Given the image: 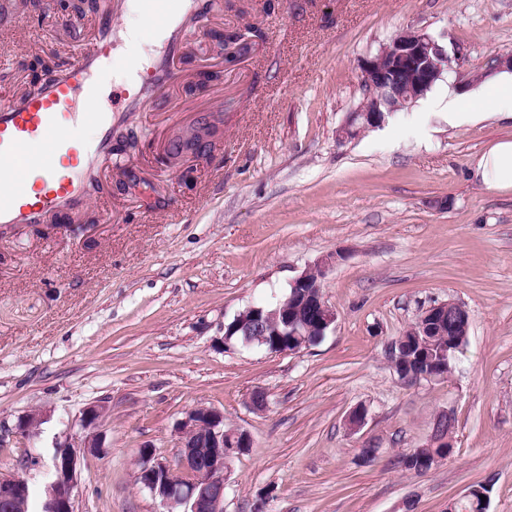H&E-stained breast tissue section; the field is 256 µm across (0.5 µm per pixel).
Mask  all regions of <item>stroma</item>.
Masks as SVG:
<instances>
[{"label": "stroma", "mask_w": 512, "mask_h": 512, "mask_svg": "<svg viewBox=\"0 0 512 512\" xmlns=\"http://www.w3.org/2000/svg\"><path fill=\"white\" fill-rule=\"evenodd\" d=\"M102 24L59 0L15 7L0 23V91H27L24 63L75 59ZM246 25L264 38L223 84L184 96L193 73L179 69L119 124L142 150L98 159L100 198L0 231V473L39 458L27 478L42 512L57 445L83 440V412L102 402L104 451L80 460L76 512H162L136 482L137 451L176 460L181 419L205 405L251 439L227 472L224 512H448L479 485L488 512H512V191L474 175L512 117L449 125L435 105L443 78L383 126L336 136L363 97L361 61L405 30L463 47L460 81L479 91L512 52V0H279L271 12L213 0L182 49L208 53L211 30ZM199 112L223 113L224 138L188 189L156 155ZM131 171L154 183L146 198L116 191ZM324 259L336 321L321 341L298 353L221 345L239 311L275 304ZM448 300L469 313L451 374L401 380L392 342ZM34 411L37 433L16 434ZM442 412L455 419L451 457L406 471ZM364 448L378 451L371 464Z\"/></svg>", "instance_id": "obj_1"}]
</instances>
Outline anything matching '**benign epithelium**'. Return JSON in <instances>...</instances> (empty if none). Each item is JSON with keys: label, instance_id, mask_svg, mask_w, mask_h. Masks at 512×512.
I'll return each mask as SVG.
<instances>
[{"label": "benign epithelium", "instance_id": "1", "mask_svg": "<svg viewBox=\"0 0 512 512\" xmlns=\"http://www.w3.org/2000/svg\"><path fill=\"white\" fill-rule=\"evenodd\" d=\"M250 52L243 49V41L226 40L220 44V61L206 64L196 72L227 70L244 61ZM459 49L449 56L445 47L423 30H406L383 44L360 66V83L364 90L362 102L346 114L338 129L342 140L353 139L365 129L383 126L387 116L406 109L423 98L442 74L453 70V65L464 60ZM199 154L188 150L179 156L168 157L160 152V161L186 176L194 170ZM325 262L321 261L304 271L291 284L292 297L301 300L304 317L286 319L284 327L270 338L266 331L254 332L258 324L259 306L251 305L235 316V329L223 327L224 347L237 344L267 345L269 352L298 353L313 341L308 338L312 330L325 336L336 320V313L323 298L321 280ZM453 303H438L422 312L417 323L425 328L429 322L445 316ZM243 332L239 341L232 340ZM109 408L100 403L88 407L83 415V427L99 423ZM41 423V415L33 412L18 420V434L29 436ZM250 446L249 435L239 429H224V413L206 406H196L185 413L179 426V454L172 464L160 459L153 448L145 445L137 454L136 480L152 496L161 500L164 512H224V471L230 462ZM101 441L89 435L78 445L65 442L59 445L53 460L54 479L46 488L43 512H75L73 488L80 456L97 455ZM35 465V457L23 456L20 470L0 476V509L11 512L20 501L28 499L30 488L22 470Z\"/></svg>", "mask_w": 512, "mask_h": 512}]
</instances>
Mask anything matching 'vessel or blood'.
Listing matches in <instances>:
<instances>
[{
    "mask_svg": "<svg viewBox=\"0 0 512 512\" xmlns=\"http://www.w3.org/2000/svg\"><path fill=\"white\" fill-rule=\"evenodd\" d=\"M143 18L151 28L167 24L176 0H141ZM168 57L127 90L129 102L164 93L174 74L171 56L181 48L171 32ZM111 43H93L60 77L32 94L0 93V224L22 225L55 213L74 199L81 187L77 175L90 163L70 118L76 98L95 99L99 76Z\"/></svg>",
    "mask_w": 512,
    "mask_h": 512,
    "instance_id": "vessel-or-blood-1",
    "label": "vessel or blood"
}]
</instances>
